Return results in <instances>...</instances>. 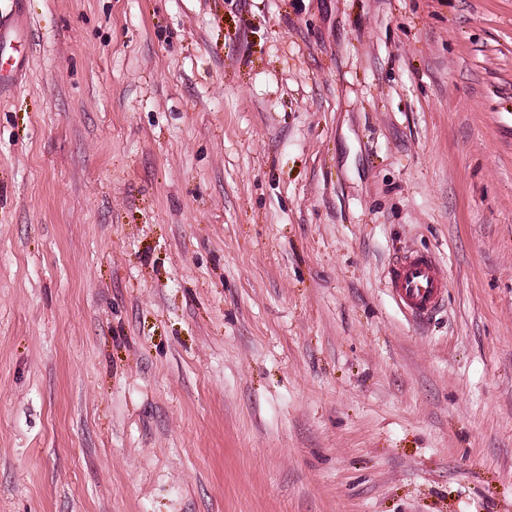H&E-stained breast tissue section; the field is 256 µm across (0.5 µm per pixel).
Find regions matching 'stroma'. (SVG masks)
Wrapping results in <instances>:
<instances>
[{
	"label": "stroma",
	"mask_w": 512,
	"mask_h": 512,
	"mask_svg": "<svg viewBox=\"0 0 512 512\" xmlns=\"http://www.w3.org/2000/svg\"><path fill=\"white\" fill-rule=\"evenodd\" d=\"M24 2L0 512H512V0ZM387 278L396 305L416 323L428 321L447 294L448 282L438 260L429 254L406 252L397 256Z\"/></svg>",
	"instance_id": "obj_1"
}]
</instances>
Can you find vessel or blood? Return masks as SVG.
Here are the masks:
<instances>
[{"label": "vessel or blood", "mask_w": 512, "mask_h": 512, "mask_svg": "<svg viewBox=\"0 0 512 512\" xmlns=\"http://www.w3.org/2000/svg\"><path fill=\"white\" fill-rule=\"evenodd\" d=\"M26 25L22 7L0 22V51L13 50ZM388 290L399 309L413 322L428 321L440 308L448 282L438 260L429 254L406 252L397 256L387 273Z\"/></svg>", "instance_id": "obj_1"}]
</instances>
